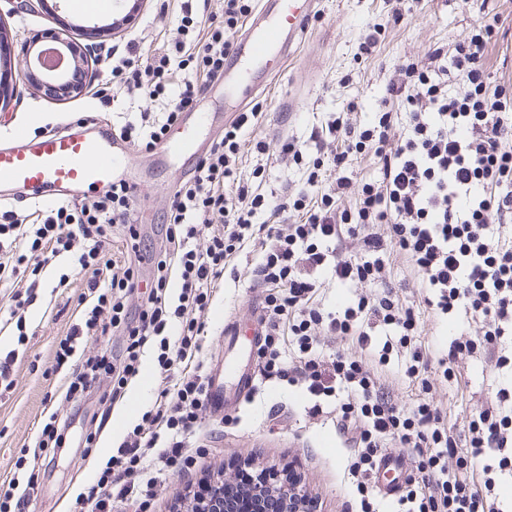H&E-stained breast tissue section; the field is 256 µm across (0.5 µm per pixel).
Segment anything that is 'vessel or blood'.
<instances>
[{
	"label": "vessel or blood",
	"mask_w": 512,
	"mask_h": 512,
	"mask_svg": "<svg viewBox=\"0 0 512 512\" xmlns=\"http://www.w3.org/2000/svg\"><path fill=\"white\" fill-rule=\"evenodd\" d=\"M310 2L266 0L258 19L233 44L235 65L224 77L225 96L249 97L259 85L262 65L275 56L287 58L309 24ZM207 120V113L197 112L180 122L178 135L162 142L163 157L196 153L195 129ZM130 162V146L116 136L91 137L54 129L32 136L16 128L0 141V200L20 190L108 186Z\"/></svg>",
	"instance_id": "vessel-or-blood-1"
}]
</instances>
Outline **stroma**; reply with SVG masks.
Wrapping results in <instances>:
<instances>
[{"label": "stroma", "instance_id": "stroma-1", "mask_svg": "<svg viewBox=\"0 0 512 512\" xmlns=\"http://www.w3.org/2000/svg\"><path fill=\"white\" fill-rule=\"evenodd\" d=\"M187 7L196 13H213L218 4L216 0H143L134 20L121 33L106 38L103 54L147 52L158 34L175 35ZM392 7L391 0H315L313 20L297 47L258 93L263 119L253 136L265 143L266 151L245 153L242 171L248 174L255 166H264L262 193L279 196L304 181L302 167L282 154L283 140L310 144L311 134L325 128L333 114L345 111L351 102L356 105L354 119L371 120L395 70L411 61L429 63L434 50H451L479 21L490 18L496 22L485 58L492 84L512 83V0H407L395 23L390 20ZM375 23L387 24L385 39L369 59L357 58L359 43ZM54 26V19L41 12L6 18L4 34L12 61H20L25 37ZM17 89L18 100L0 111V135L13 125L37 134L45 125L64 124L85 112L94 118L91 131L103 132L119 127L121 114L161 109L160 104H147L140 96L112 89L100 79L85 95L63 101L50 99L22 81ZM190 109L211 113V121L199 132L200 140L209 143L245 106L225 98L224 83L219 80L209 84ZM191 167L188 159L177 166L159 167L150 154L142 153L128 169L126 177L137 187V228L147 249L163 248L159 226L171 190ZM382 280L397 292L403 305L419 311L420 340L433 359L424 386L404 377L409 350H393L385 364H374L375 374L394 402L409 407L422 397L432 400L455 427L471 412L493 404L497 387L512 382V373L497 370L488 358L477 354L458 358L453 365L455 377L447 381L436 364L458 334H479L480 322L462 315L449 322L426 308V290L409 259L400 253H391ZM82 288L81 276L74 273L68 287L43 290L26 313V336L21 339L14 325L1 322L9 314V290L0 287V352L16 350L21 343L26 346L18 355L13 387L0 393V477L15 469L22 449L35 445L45 402L60 385L59 377L50 372L55 350L72 322ZM265 296L264 289L250 287L247 279H225L208 313L202 339L213 368H220L231 355L224 345V325L237 323L255 373L254 388L242 395L236 393L232 381H225L224 392L234 403L203 410L189 463L171 466L154 495L113 499L112 512H188L196 482L230 479L244 465L295 476L315 502L316 512H360V497L348 471L354 450L336 426L335 399L324 400L322 412L313 415L303 385L264 376L269 352L257 334L256 318ZM155 364V353H147L139 375L129 382L124 399L111 409L108 423L100 429L96 447L83 446L89 415L102 409L93 395L83 400L82 417L72 424V447L26 460L19 469L21 477L37 478L27 512H91L77 495L105 466L126 430L154 403L159 388Z\"/></svg>", "mask_w": 512, "mask_h": 512}]
</instances>
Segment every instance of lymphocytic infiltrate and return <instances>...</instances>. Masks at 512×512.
Segmentation results:
<instances>
[{"instance_id": "f902f5d3", "label": "lymphocytic infiltrate", "mask_w": 512, "mask_h": 512, "mask_svg": "<svg viewBox=\"0 0 512 512\" xmlns=\"http://www.w3.org/2000/svg\"><path fill=\"white\" fill-rule=\"evenodd\" d=\"M255 7V0H223L218 13H184L178 38L159 41L145 54L103 61L107 77L128 92L152 101L178 93L177 108L143 112L121 126V137L135 151H152L178 121L181 107L223 75L233 39ZM491 37V25L477 23L450 56L437 51L431 64L410 62L399 69L386 94L405 107V137L395 136L397 113L383 110L356 127L334 118L326 136L315 138L313 157L297 143H284L282 153L304 165L305 181L277 199L253 189L240 172L246 135L260 123L262 108L256 104L238 113L205 158L176 183L163 252L142 248L134 190L123 181L90 201L63 199L22 211L0 207V283L10 290L12 320L23 321L42 285L41 273L57 258H71L85 275L80 321L60 340L52 366L63 375L64 402H80L106 379L96 417L105 424L142 356L160 351L161 389L152 408L81 495L93 512H112L113 496L152 492L157 473L188 460L207 399L201 355L207 312L236 255L251 247L262 253L246 278L267 291L266 340L280 344L288 332L299 350L290 368L271 355L264 373L304 385L314 400L312 412L320 411L323 399H339L337 424L353 430L358 449L349 469L363 496L361 512H374L368 499L372 474L389 437L410 450L424 475L422 484L406 487L398 512H502L496 489L503 472L512 470V387L498 388L495 406L472 412L453 431L428 400L407 409L392 403L362 358L341 352L323 358L320 337L353 336L364 345L370 329L380 327L387 337L377 351L379 362L395 348H409L406 374L418 376L429 359L418 342L421 327L412 307L400 304L389 288L331 312L313 303L322 271L343 285L375 281L395 250L421 277L429 308L485 324L483 335L456 338L439 358L443 378L452 376L461 353L489 355L497 368L512 367V355L499 351L512 339V243L492 229L493 223L512 222V85L489 81L485 54ZM452 82L462 93L449 94ZM358 156L374 160L378 179L354 183L350 167ZM352 192L355 209L337 211V201ZM376 224L386 225L387 236L372 233ZM118 226L126 231L122 260L108 255ZM356 237L362 240L360 256L338 258L337 245ZM144 264L153 268L154 286L133 313L127 301ZM92 333L123 336L119 358L90 354L80 369L64 373L80 339ZM257 486V475L245 466L235 481L200 483L193 498L253 512Z\"/></svg>"}]
</instances>
